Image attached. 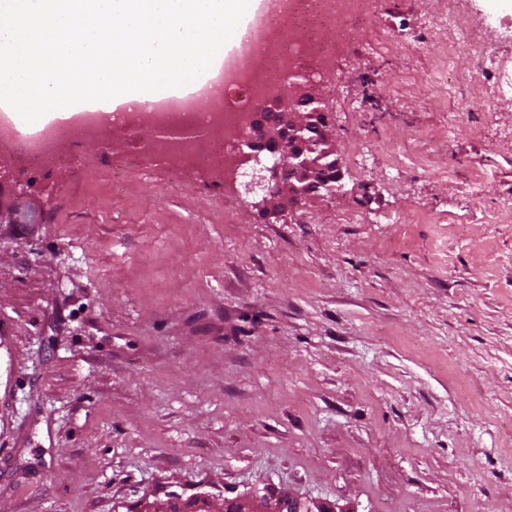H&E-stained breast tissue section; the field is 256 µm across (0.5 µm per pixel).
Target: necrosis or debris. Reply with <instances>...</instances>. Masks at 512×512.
I'll list each match as a JSON object with an SVG mask.
<instances>
[{"label":"necrosis or debris","instance_id":"obj_1","mask_svg":"<svg viewBox=\"0 0 512 512\" xmlns=\"http://www.w3.org/2000/svg\"><path fill=\"white\" fill-rule=\"evenodd\" d=\"M374 0H269L264 14L249 25L235 54L204 86L180 96L157 98L148 104L132 102L117 112L91 110L77 121L54 123L29 132L19 131L8 117L0 118V156L12 158L16 171L32 172L43 156L57 165L75 164L74 150L87 130L104 133L135 130L138 125L157 129L204 128L202 137L162 138L137 162L162 157L177 163L192 160L208 172L231 161L240 142L246 113L256 111L274 94L273 76L289 69L312 75L334 57L339 43L360 41L373 20ZM335 30L339 43L323 34Z\"/></svg>","mask_w":512,"mask_h":512}]
</instances>
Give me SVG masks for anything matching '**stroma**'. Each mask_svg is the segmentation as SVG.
Here are the masks:
<instances>
[{
	"label": "stroma",
	"instance_id": "obj_1",
	"mask_svg": "<svg viewBox=\"0 0 512 512\" xmlns=\"http://www.w3.org/2000/svg\"><path fill=\"white\" fill-rule=\"evenodd\" d=\"M461 6L512 58V0ZM377 12L319 77L343 194L288 221L233 169L187 162L113 197L137 139L10 176L0 512L265 490L512 512V98L441 0Z\"/></svg>",
	"mask_w": 512,
	"mask_h": 512
}]
</instances>
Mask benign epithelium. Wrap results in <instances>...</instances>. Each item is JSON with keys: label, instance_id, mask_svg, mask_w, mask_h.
I'll return each mask as SVG.
<instances>
[{"label": "benign epithelium", "instance_id": "obj_1", "mask_svg": "<svg viewBox=\"0 0 512 512\" xmlns=\"http://www.w3.org/2000/svg\"><path fill=\"white\" fill-rule=\"evenodd\" d=\"M237 158L260 165L252 174L249 190L258 187V205L270 218L283 219L292 209L328 195L320 179L327 167L344 172L336 133L323 107L318 82L310 76L288 73V93L271 96L258 111L248 115ZM183 512H334L292 495L273 496L258 491L235 497L203 496L180 506Z\"/></svg>", "mask_w": 512, "mask_h": 512}]
</instances>
